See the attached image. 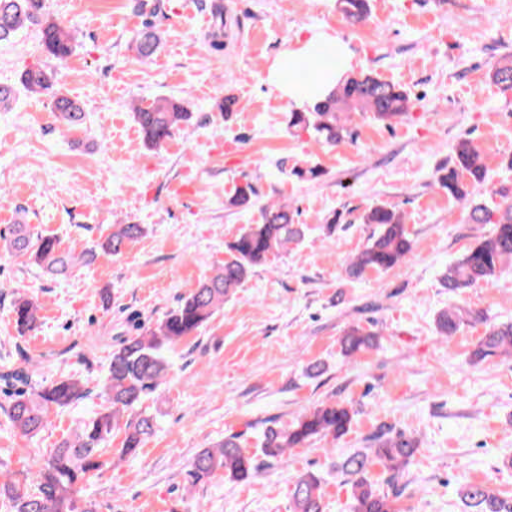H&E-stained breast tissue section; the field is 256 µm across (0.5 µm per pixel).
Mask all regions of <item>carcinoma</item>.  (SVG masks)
Wrapping results in <instances>:
<instances>
[{
    "label": "carcinoma",
    "mask_w": 512,
    "mask_h": 512,
    "mask_svg": "<svg viewBox=\"0 0 512 512\" xmlns=\"http://www.w3.org/2000/svg\"><path fill=\"white\" fill-rule=\"evenodd\" d=\"M341 10L348 24H361L368 17V0H341ZM27 26L40 28L43 46L52 58L62 61L72 53L75 41L72 31L49 19L45 0H0L1 43L10 41ZM160 42L157 26L151 22L145 24L134 47L138 60L151 59ZM491 78L503 89L512 90V57L501 60ZM20 85L31 94L49 97L52 111L67 128L77 130L83 126L85 114L78 102L60 88L55 70L46 66L27 67L21 73ZM412 105L410 92L401 86L371 72L354 73L346 76L331 96L313 108L289 113L288 129L311 130L319 142L336 146L352 137L342 121V113H369L390 125L404 118ZM188 117L189 112L182 106L165 98L134 109L143 140L153 148L166 143ZM488 172L485 156L464 139L455 147L453 166L437 179L448 196L468 205L473 223L494 225L489 236L462 252L448 267L444 285L450 292L487 283L498 274L512 270V196L504 190L497 192L501 201L492 208L475 198V190L486 182ZM256 196L254 186L247 182L236 187L228 202L235 207H248ZM363 223L375 225V232L367 246L345 267V274L352 280L362 278L368 270L387 271L406 260L413 250L404 217L396 208L374 205L365 213ZM144 232L141 224H114L101 248L119 256ZM305 233L306 225L296 222L288 205L262 207L261 223L250 225L225 243L227 258L212 276L155 325H139V333L119 340L110 354L101 386V409L80 422L75 432L42 460L35 473L19 480L0 472V505L7 512H77L75 495L81 485L101 476L112 465L106 445L120 418L155 392L165 379L170 368L165 352L197 334L256 268L267 265L271 257L289 244L302 242ZM6 244L9 250L29 256L39 268L59 280L67 279L76 265H86L93 258L90 251L76 256L63 250L54 237H34L22 224L14 226ZM40 308L34 297L19 295L14 299L12 314L20 331L36 326ZM486 322L481 311L450 308L439 314L436 330L447 341L464 324ZM375 344L376 333L358 325L345 330L341 338V350L346 357H355ZM509 349H512V322L491 325L473 351L471 362L483 361ZM31 377V370L26 366L0 373V382L9 394L5 413L12 426L26 437L38 435L51 415L90 393L87 383L75 376H61L38 389L30 387ZM353 415L348 403L332 401L312 408L290 424L269 420L257 438L261 448L259 457L242 447L240 435L226 437L195 455L186 471L187 482L195 486L205 478L221 475L238 482L248 481L261 468L282 458L290 448L317 439L342 437L349 431ZM153 431L154 420L150 416L127 421L119 457L136 455ZM417 452L418 441L414 437L390 429L375 436L371 448L350 455L343 462L342 471L351 484V512H405L402 500L407 485L403 478ZM375 466L382 467L386 474L384 488L369 478ZM459 494L467 512H512V497L502 495L489 483L465 484ZM291 512H324L322 480L315 473H304L295 480Z\"/></svg>",
    "instance_id": "cac0c4a2"
}]
</instances>
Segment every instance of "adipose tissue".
<instances>
[{"instance_id": "obj_1", "label": "adipose tissue", "mask_w": 512, "mask_h": 512, "mask_svg": "<svg viewBox=\"0 0 512 512\" xmlns=\"http://www.w3.org/2000/svg\"><path fill=\"white\" fill-rule=\"evenodd\" d=\"M325 42L338 55L337 67L323 64L317 56L319 45ZM352 59L348 43L330 38L326 32L312 31L289 48L287 61L276 59L268 64L266 81L295 109H306L336 87L348 72Z\"/></svg>"}]
</instances>
